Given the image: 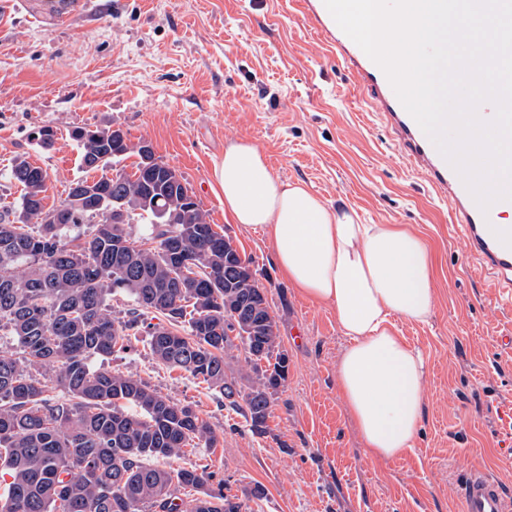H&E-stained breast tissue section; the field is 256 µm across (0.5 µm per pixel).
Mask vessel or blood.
I'll use <instances>...</instances> for the list:
<instances>
[{
    "mask_svg": "<svg viewBox=\"0 0 512 512\" xmlns=\"http://www.w3.org/2000/svg\"><path fill=\"white\" fill-rule=\"evenodd\" d=\"M90 0H36L38 17L64 22ZM302 15L310 20L321 47L351 73L358 89L367 91L368 104L392 134L401 156L422 176L448 208V221L457 231L465 251L483 275L490 295L499 302L512 301V224L502 216L512 212V200L497 201L481 210L459 174L405 110L383 70L337 25L324 0H299ZM462 512H512V498L499 483L480 471H470L460 490Z\"/></svg>",
    "mask_w": 512,
    "mask_h": 512,
    "instance_id": "1",
    "label": "vessel or blood"
}]
</instances>
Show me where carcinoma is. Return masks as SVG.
Instances as JSON below:
<instances>
[{
  "label": "carcinoma",
  "mask_w": 512,
  "mask_h": 512,
  "mask_svg": "<svg viewBox=\"0 0 512 512\" xmlns=\"http://www.w3.org/2000/svg\"><path fill=\"white\" fill-rule=\"evenodd\" d=\"M72 137L83 167L103 171L94 181L103 205L79 206L88 179L78 178L45 208L48 176L18 156L8 175L23 195L0 212V332L16 345L0 350V512H242L208 466L158 464L218 444L194 407L91 361L142 336L158 364L207 384L252 433H266L288 354L259 269L224 251L200 205L182 204L188 183L168 164L138 161L128 174L120 163L139 146L115 148L109 131L87 127ZM120 205L127 220L113 224L107 212ZM116 295L129 303L122 318L112 315ZM147 313L168 325L147 323ZM233 347L255 375L246 390L226 373ZM47 366L50 384L36 376ZM186 489L193 494L180 496Z\"/></svg>",
  "instance_id": "1"
}]
</instances>
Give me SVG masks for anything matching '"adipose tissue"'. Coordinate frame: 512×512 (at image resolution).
Wrapping results in <instances>:
<instances>
[{
  "label": "adipose tissue",
  "mask_w": 512,
  "mask_h": 512,
  "mask_svg": "<svg viewBox=\"0 0 512 512\" xmlns=\"http://www.w3.org/2000/svg\"><path fill=\"white\" fill-rule=\"evenodd\" d=\"M234 223L261 227L299 294L331 309L348 340L336 385L375 459L413 448L426 410V360L396 326L426 321L434 306L433 262L403 224H363L299 182L274 176L252 143L228 145L213 168Z\"/></svg>",
  "instance_id": "1"
}]
</instances>
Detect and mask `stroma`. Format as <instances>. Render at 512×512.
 I'll return each mask as SVG.
<instances>
[{"label": "stroma", "mask_w": 512, "mask_h": 512, "mask_svg": "<svg viewBox=\"0 0 512 512\" xmlns=\"http://www.w3.org/2000/svg\"><path fill=\"white\" fill-rule=\"evenodd\" d=\"M44 126L55 132L46 150L32 139ZM77 127L121 128L182 175L209 222L261 270L288 353V379L260 436L206 384L158 365L143 342L105 360L216 428L217 447L187 449L179 466H209L228 495L261 486L246 512H461L452 487L466 466L512 493L500 417L512 406V354L497 343L512 335V303L490 296L447 209L399 158L351 75L319 53L295 0H96L59 25L24 6L0 10V205L20 198L7 176L20 155L47 171L48 207L74 179H99L81 166ZM236 140L327 205L365 224L409 225L426 240L434 307L427 321L399 324L427 359L428 403L412 450L388 460L365 452L336 388L347 340L335 314L286 281L260 228L225 215L210 181Z\"/></svg>", "instance_id": "1"}]
</instances>
